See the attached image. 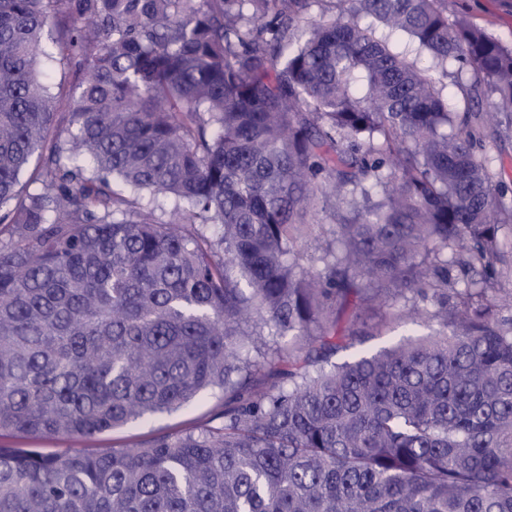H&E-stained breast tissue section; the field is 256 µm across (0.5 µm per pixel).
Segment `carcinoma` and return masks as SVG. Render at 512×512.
Returning a JSON list of instances; mask_svg holds the SVG:
<instances>
[{
  "mask_svg": "<svg viewBox=\"0 0 512 512\" xmlns=\"http://www.w3.org/2000/svg\"><path fill=\"white\" fill-rule=\"evenodd\" d=\"M307 2L0 0V435L224 394L220 425L120 451L0 447V512H512V317L487 295L512 198L484 146L512 130V47L447 0H335L309 30ZM361 17L468 73L467 109ZM55 49L88 61L62 114ZM327 182L386 201L338 215L310 274ZM380 296L410 302L380 322L436 328L329 363ZM257 327L296 340L267 387ZM334 203L332 200L326 211L315 215L311 232L297 243L299 262L309 271L321 269L328 250H336Z\"/></svg>",
  "mask_w": 512,
  "mask_h": 512,
  "instance_id": "cac0c4a2",
  "label": "carcinoma"
}]
</instances>
